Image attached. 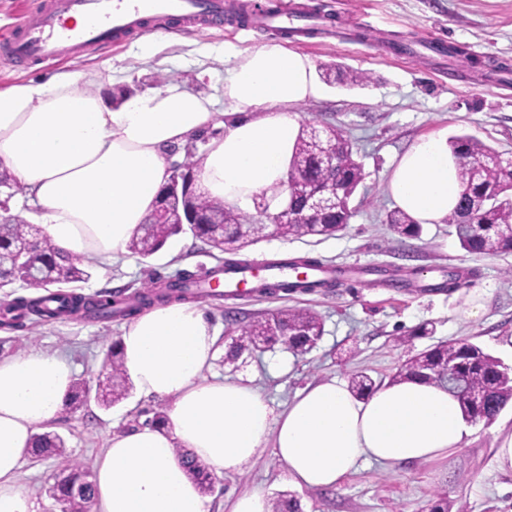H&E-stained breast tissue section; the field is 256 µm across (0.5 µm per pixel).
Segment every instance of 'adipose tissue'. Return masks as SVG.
<instances>
[{
    "instance_id": "1",
    "label": "adipose tissue",
    "mask_w": 512,
    "mask_h": 512,
    "mask_svg": "<svg viewBox=\"0 0 512 512\" xmlns=\"http://www.w3.org/2000/svg\"><path fill=\"white\" fill-rule=\"evenodd\" d=\"M311 59L267 41L240 52L224 81L234 117L173 83L112 104L110 79L63 71L0 88V172L21 188L48 239L67 255L109 263L124 254L172 176L168 156L206 134L199 194L238 207L275 194L299 134V105L320 98ZM388 189L421 224L440 222L461 190L458 159L441 141H415ZM118 348L144 397L169 399L164 427L113 435L94 466V512H211L182 463L237 473L272 447L300 489H327L364 461L443 457L469 428L448 389L409 379L354 395L330 379L273 412L250 383L207 376L218 337L204 310L155 306L122 328ZM74 380L67 357L31 349L0 359V512H35L17 484L35 436L55 420Z\"/></svg>"
}]
</instances>
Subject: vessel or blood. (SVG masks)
Returning a JSON list of instances; mask_svg holds the SVG:
<instances>
[{"instance_id":"vessel-or-blood-1","label":"vessel or blood","mask_w":512,"mask_h":512,"mask_svg":"<svg viewBox=\"0 0 512 512\" xmlns=\"http://www.w3.org/2000/svg\"><path fill=\"white\" fill-rule=\"evenodd\" d=\"M224 18V0H42L24 14L4 44L12 57L25 62L55 61L169 22L210 26ZM256 24L288 32L298 16L265 10Z\"/></svg>"}]
</instances>
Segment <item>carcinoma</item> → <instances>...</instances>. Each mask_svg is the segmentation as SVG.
I'll list each match as a JSON object with an SVG mask.
<instances>
[{
  "label": "carcinoma",
  "mask_w": 512,
  "mask_h": 512,
  "mask_svg": "<svg viewBox=\"0 0 512 512\" xmlns=\"http://www.w3.org/2000/svg\"><path fill=\"white\" fill-rule=\"evenodd\" d=\"M312 126L305 125L299 132L297 142L288 166L293 178L314 187H329L337 191L341 204L334 211L324 213L321 224L309 227L293 224L288 229L276 227L273 232L283 237L293 236H333L342 231L351 212L349 201L363 180L362 167L354 159L353 145L342 133L333 128L326 134L333 136L336 152V180L327 181L315 161V156L306 150ZM450 150L459 159V181L461 194L455 211L448 221L455 224L460 247L471 255H485L512 251V168L506 166L501 154L492 147L467 135L456 136L449 141ZM230 223L224 225V244L227 250H235L236 223L245 219L244 213L233 205H228ZM386 221L400 235H417L420 224L401 209H394L386 216ZM28 232V225L15 221L0 226V288L21 282L31 288H45L47 293L33 298L20 297L9 304L3 325L13 326L21 318V312H33L47 320H62L74 313L85 310L103 319L126 316L140 305L155 302L168 303L187 301L195 297V278L185 275L182 279L166 286L163 291L152 287L131 298L124 308L114 307V300L87 298L76 293L50 291L48 287L57 284L85 282L91 277L88 266L78 259L67 256L51 242L40 251L28 257L27 266L20 268L14 259L15 241ZM177 235L174 224L156 225L149 237L136 234L128 249L141 257L161 250ZM337 278L313 282L292 281L275 284L277 288L312 289L329 287ZM283 327L288 329L286 337H269L264 346L253 342L258 327L267 323V318L252 320L236 328L237 344L229 348L227 359L238 358L241 350H262L279 344L294 354L310 350L323 334L320 317L310 311L287 310L275 314ZM460 364L461 387L454 389L456 398L466 416H475L467 402L468 390H481L490 406L488 412H499L512 400V374L500 360L471 342L437 344L408 359L391 382L416 378L426 383L443 385L441 370L448 363ZM102 369L105 374L99 377L98 394L103 396L106 407L123 400L128 392L129 378L120 359L117 345H112L104 358ZM376 388L375 382L366 375H355L350 380V390L357 396H365ZM65 442L55 432H46L35 438L31 454L39 459L64 454ZM184 464L191 477L198 483L202 492H210L212 476L209 469L193 458H186ZM63 478L56 482L57 493L67 502L70 512H91L94 504V485L87 480V472L78 464L68 465L62 472Z\"/></svg>",
  "instance_id": "1"
}]
</instances>
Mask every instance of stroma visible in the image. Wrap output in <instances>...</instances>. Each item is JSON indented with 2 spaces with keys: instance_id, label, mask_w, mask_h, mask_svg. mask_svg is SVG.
Instances as JSON below:
<instances>
[{
  "instance_id": "obj_1",
  "label": "stroma",
  "mask_w": 512,
  "mask_h": 512,
  "mask_svg": "<svg viewBox=\"0 0 512 512\" xmlns=\"http://www.w3.org/2000/svg\"><path fill=\"white\" fill-rule=\"evenodd\" d=\"M223 24L203 29L177 26L180 43L156 41L151 57L140 55L142 34L121 44L104 45L79 57L54 63L25 64L0 51V87L61 71H97L112 81L113 92L136 95L178 83L213 100L214 111L228 112L224 79L242 51L274 39L240 18L239 9L271 6L277 0H227ZM300 12L324 16V29L286 40L288 49L307 55L316 73L340 65L371 77L364 86L322 84L320 99L297 109L300 123L341 129L351 140L364 180L351 200L353 216L332 237L269 235L234 252V259L255 265L274 260L309 259L331 267L358 265L362 284L337 282L332 288L276 289L266 295L199 298L217 332L232 322L246 323L282 310L317 313L324 332L307 353L281 347L242 355L237 361L217 356L210 374L243 380L257 387L274 411L283 410L307 385L337 378L349 381L360 372L376 384L397 373L402 363L439 343L470 341L512 369V252L472 256L461 249L454 225H422L419 235L392 231L386 215L396 203L388 183L399 157L416 140L472 136L512 159V0H290ZM443 39L459 48L456 57L416 52L421 41ZM224 253L209 248L192 233L174 236L148 258L126 254L111 264H95L91 278L73 284L74 292L126 297L147 282L162 285L177 272L196 275L221 266ZM464 277L445 289L451 269ZM400 275L412 287L393 288ZM484 290V309L468 313L467 297ZM124 318L103 321L85 314L59 321L32 316L23 326L0 329V359L35 348L60 353L75 377L95 386L106 351L116 342ZM429 324L433 335L420 336ZM161 398L129 391L125 399L103 408L97 402L60 416L50 429L65 441L58 458L26 457L18 485L38 512H52L48 490L70 462L85 470L112 435L146 424ZM512 434V402L491 422L474 424L473 433L449 456L411 464L361 467L329 489L299 490L272 449L233 475L214 476L215 512L247 491L268 501L283 494L298 500L301 512H431L446 497L450 512H512V470H500L494 450Z\"/></svg>"
}]
</instances>
